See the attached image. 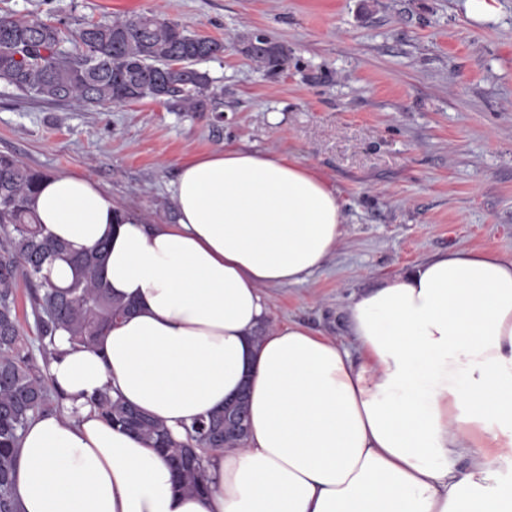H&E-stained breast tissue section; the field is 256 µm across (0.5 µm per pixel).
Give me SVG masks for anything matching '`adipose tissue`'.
Returning a JSON list of instances; mask_svg holds the SVG:
<instances>
[{"label":"adipose tissue","mask_w":512,"mask_h":512,"mask_svg":"<svg viewBox=\"0 0 512 512\" xmlns=\"http://www.w3.org/2000/svg\"><path fill=\"white\" fill-rule=\"evenodd\" d=\"M176 221L72 174L33 208L70 251L108 241L105 279L133 314L95 347L59 331L62 412L18 454L21 512H512V256L435 255L349 300L347 341L270 328L272 287L302 283L342 235L336 188L293 156L227 146L184 161ZM248 391L246 447L215 451L206 496L100 416L110 391L184 438ZM500 431H493V424Z\"/></svg>","instance_id":"obj_1"}]
</instances>
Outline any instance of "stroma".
<instances>
[{
    "mask_svg": "<svg viewBox=\"0 0 512 512\" xmlns=\"http://www.w3.org/2000/svg\"><path fill=\"white\" fill-rule=\"evenodd\" d=\"M138 13L226 42L200 65L223 110L85 108L0 82V153L81 175L166 224L193 156L239 145L309 164L338 191L342 236L304 282L269 289L270 324L336 340L350 297L381 278L447 251L512 256V0L490 17L471 0H0V14L72 30ZM248 32L287 46V69L252 64L232 42Z\"/></svg>",
    "mask_w": 512,
    "mask_h": 512,
    "instance_id": "35a3bbf8",
    "label": "stroma"
}]
</instances>
